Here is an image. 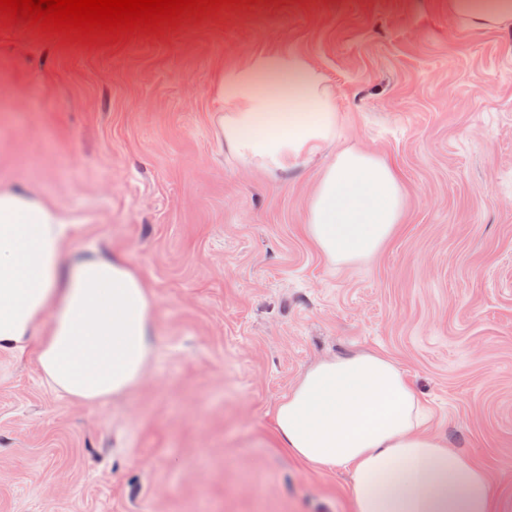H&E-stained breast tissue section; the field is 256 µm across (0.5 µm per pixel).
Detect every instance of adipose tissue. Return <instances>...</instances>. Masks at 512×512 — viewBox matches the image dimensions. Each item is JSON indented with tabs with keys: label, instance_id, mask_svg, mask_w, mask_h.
<instances>
[{
	"label": "adipose tissue",
	"instance_id": "1",
	"mask_svg": "<svg viewBox=\"0 0 512 512\" xmlns=\"http://www.w3.org/2000/svg\"><path fill=\"white\" fill-rule=\"evenodd\" d=\"M469 26L512 27V0H448ZM224 142L246 163L285 172L336 137L335 93L296 50L258 54L224 72ZM402 184L380 156L338 150L308 204V234L331 260L376 252L400 224ZM83 224L40 194L0 187V351L25 349L45 324L37 360L49 386L98 404L130 393L157 352L154 301L122 256L68 254ZM424 404L383 354L317 362L276 412V437L300 462L350 470L352 512H497L485 472L426 433Z\"/></svg>",
	"mask_w": 512,
	"mask_h": 512
}]
</instances>
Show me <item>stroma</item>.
<instances>
[{
    "mask_svg": "<svg viewBox=\"0 0 512 512\" xmlns=\"http://www.w3.org/2000/svg\"><path fill=\"white\" fill-rule=\"evenodd\" d=\"M296 49L336 94V145L406 193L370 258L306 231L333 147L269 174L228 151L215 87ZM0 187L83 223L71 249L130 258L157 357L128 395L71 400L34 347L0 352V512H351L343 470L279 448L276 410L321 359L373 351L512 512V28L448 0H235L88 44L0 26Z\"/></svg>",
    "mask_w": 512,
    "mask_h": 512,
    "instance_id": "obj_1",
    "label": "stroma"
}]
</instances>
